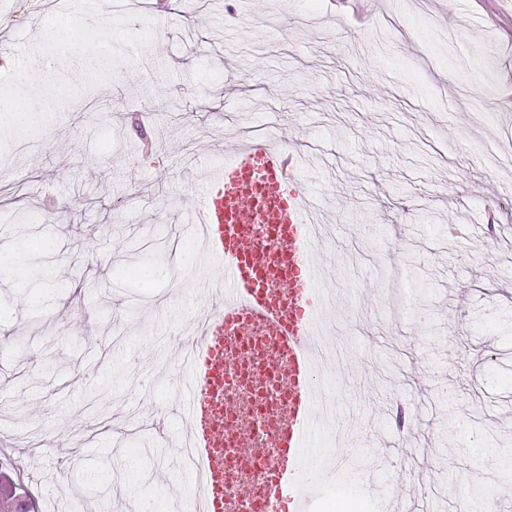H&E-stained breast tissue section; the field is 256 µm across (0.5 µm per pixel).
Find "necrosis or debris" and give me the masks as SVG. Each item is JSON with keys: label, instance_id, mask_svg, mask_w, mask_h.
Returning <instances> with one entry per match:
<instances>
[{"label": "necrosis or debris", "instance_id": "1", "mask_svg": "<svg viewBox=\"0 0 512 512\" xmlns=\"http://www.w3.org/2000/svg\"><path fill=\"white\" fill-rule=\"evenodd\" d=\"M224 338L230 341V360L224 367V383L210 394L215 410L223 412L224 512H286L277 479L276 464L283 442L278 411L290 392L288 363L282 357L279 337L268 335L262 324L247 317L225 321ZM313 358L322 370L318 378V403L322 409L316 421L310 448H319L321 434L337 436L340 425L336 412L344 389L335 381L325 362L343 365L345 352L316 337ZM247 438L258 448L249 468L238 470L239 440Z\"/></svg>", "mask_w": 512, "mask_h": 512}]
</instances>
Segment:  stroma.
<instances>
[{
	"label": "stroma",
	"mask_w": 512,
	"mask_h": 512,
	"mask_svg": "<svg viewBox=\"0 0 512 512\" xmlns=\"http://www.w3.org/2000/svg\"><path fill=\"white\" fill-rule=\"evenodd\" d=\"M105 2L0 0V99L30 115L0 112V454L48 502L190 512L177 335L224 301L194 159L265 127L329 218L334 333L368 358L341 415L385 453L311 512L420 504L402 448L434 512H512V0Z\"/></svg>",
	"instance_id": "1"
}]
</instances>
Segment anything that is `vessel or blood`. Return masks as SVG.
<instances>
[{
    "label": "vessel or blood",
    "instance_id": "obj_1",
    "mask_svg": "<svg viewBox=\"0 0 512 512\" xmlns=\"http://www.w3.org/2000/svg\"><path fill=\"white\" fill-rule=\"evenodd\" d=\"M223 164L212 168L204 185L201 206L202 243L222 265L219 285L225 305L212 309L196 339V354L184 360L182 393L185 397L187 433L202 458L211 462L204 486V512H224L220 491L224 465L216 455L224 445V418L209 402V391L221 383L224 372V319L235 316L240 304L251 312L287 308L284 318H270V335L282 337L288 358L291 391L283 412L284 451L278 477L288 495V512H307V501L295 484L305 468L301 453L305 430L314 420L315 376L311 343L318 314L319 277L315 262L314 225L317 211L311 198L297 185V161L287 146L274 147L261 139L229 145ZM261 166L263 182L252 178ZM273 225L287 247L288 274L280 281L278 296L256 289L254 272L267 267L247 234L256 217Z\"/></svg>",
    "mask_w": 512,
    "mask_h": 512
}]
</instances>
